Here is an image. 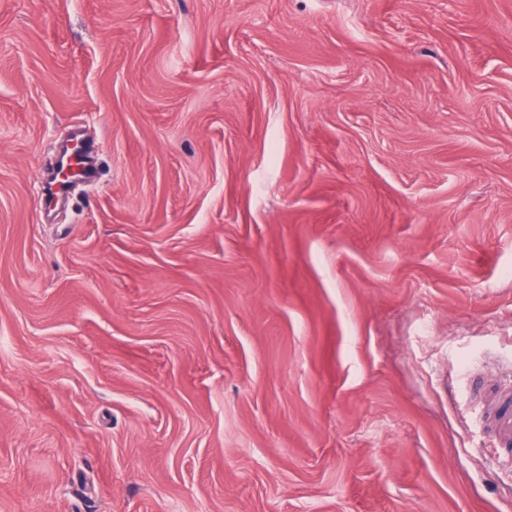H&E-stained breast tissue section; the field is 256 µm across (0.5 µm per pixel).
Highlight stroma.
I'll return each mask as SVG.
<instances>
[{
	"mask_svg": "<svg viewBox=\"0 0 512 512\" xmlns=\"http://www.w3.org/2000/svg\"><path fill=\"white\" fill-rule=\"evenodd\" d=\"M510 367L512 0H0V512H512Z\"/></svg>",
	"mask_w": 512,
	"mask_h": 512,
	"instance_id": "35a3bbf8",
	"label": "stroma"
}]
</instances>
